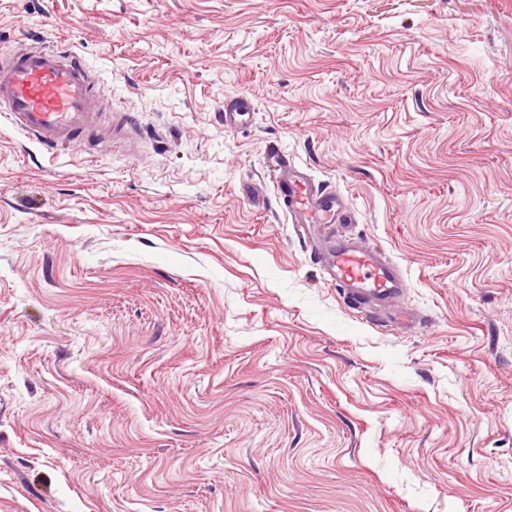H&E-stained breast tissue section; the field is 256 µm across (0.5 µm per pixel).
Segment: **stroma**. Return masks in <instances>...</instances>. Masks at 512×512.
Instances as JSON below:
<instances>
[{
    "label": "stroma",
    "instance_id": "stroma-1",
    "mask_svg": "<svg viewBox=\"0 0 512 512\" xmlns=\"http://www.w3.org/2000/svg\"><path fill=\"white\" fill-rule=\"evenodd\" d=\"M32 38L138 146L0 124V512H512V0H0ZM285 158L414 321L325 280ZM253 104L245 95L224 102V127L232 130L244 126L253 112ZM274 194L287 222L300 233L312 225L353 224L354 215L345 201L316 185L308 171L286 161Z\"/></svg>",
    "mask_w": 512,
    "mask_h": 512
}]
</instances>
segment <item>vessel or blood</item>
Wrapping results in <instances>:
<instances>
[{"label":"vessel or blood","instance_id":"obj_1","mask_svg":"<svg viewBox=\"0 0 512 512\" xmlns=\"http://www.w3.org/2000/svg\"><path fill=\"white\" fill-rule=\"evenodd\" d=\"M105 104L99 75L70 48L32 44L0 55V120L47 150L82 153L109 136L101 122ZM252 110L247 96L225 101V128L244 126ZM274 194L299 232L354 221L345 201L316 185L304 167L285 164ZM320 262L349 303L376 315L386 313L408 287L395 263L345 233L331 236Z\"/></svg>","mask_w":512,"mask_h":512}]
</instances>
